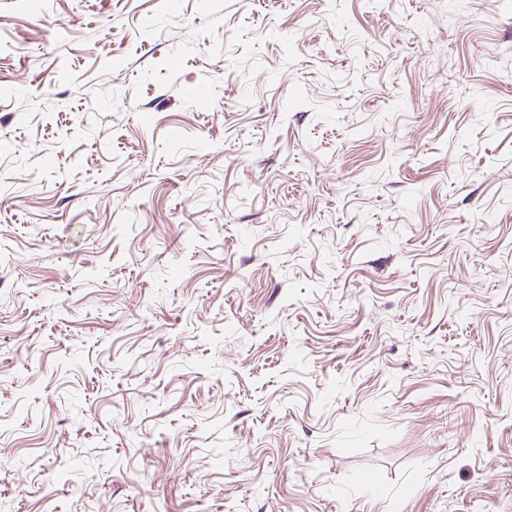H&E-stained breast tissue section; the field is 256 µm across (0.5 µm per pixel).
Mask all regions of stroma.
<instances>
[{
  "label": "stroma",
  "mask_w": 512,
  "mask_h": 512,
  "mask_svg": "<svg viewBox=\"0 0 512 512\" xmlns=\"http://www.w3.org/2000/svg\"><path fill=\"white\" fill-rule=\"evenodd\" d=\"M507 0H0V512H512Z\"/></svg>",
  "instance_id": "stroma-1"
}]
</instances>
